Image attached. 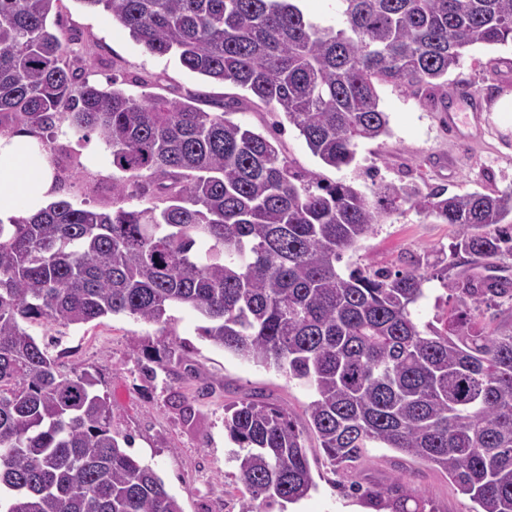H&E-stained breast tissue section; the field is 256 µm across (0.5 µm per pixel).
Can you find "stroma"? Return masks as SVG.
<instances>
[{
	"label": "stroma",
	"instance_id": "1",
	"mask_svg": "<svg viewBox=\"0 0 512 512\" xmlns=\"http://www.w3.org/2000/svg\"><path fill=\"white\" fill-rule=\"evenodd\" d=\"M58 29L73 50L71 69L81 79L107 86L118 79L133 95L157 93L188 101L207 112L234 102L231 118L271 137L293 164L323 179L353 184L372 195L377 183L417 184L422 190L442 186L452 194L512 189V112L494 109L498 95L512 93V43L469 48L445 84L424 92L405 83L380 82L376 88L388 115L387 136L358 145L354 162L336 169L314 157L298 130L283 113L231 83L214 82L183 69L176 56L152 54L113 25L106 12L92 11L80 0H63ZM468 85L479 93L480 127L468 138L449 134L442 114L456 105L454 92ZM49 147L60 198L79 207L112 208V164L96 134L84 135L68 122L42 132ZM452 227L406 207L382 219L347 252L341 269H403L418 258L449 253ZM452 300L439 280L426 285L414 308L423 327L443 328ZM179 358L171 370L143 372L139 351L159 344L158 325L118 315L81 326L30 325L62 371L83 367L99 379L117 415V425L132 439L130 453L150 465L164 480L183 512H241L243 485L233 455L237 446L224 428L225 406L248 394L287 408L305 422L313 399L306 385L277 369L247 362L200 336L204 319L181 306L169 311ZM306 447L315 491L273 512H378L366 489L409 478L430 499L435 512H471L472 502L447 474L390 448L367 449L356 470H334L313 432Z\"/></svg>",
	"mask_w": 512,
	"mask_h": 512
}]
</instances>
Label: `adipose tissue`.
I'll use <instances>...</instances> for the list:
<instances>
[{
    "mask_svg": "<svg viewBox=\"0 0 512 512\" xmlns=\"http://www.w3.org/2000/svg\"><path fill=\"white\" fill-rule=\"evenodd\" d=\"M57 192L48 152L32 135H0V222L30 216Z\"/></svg>",
    "mask_w": 512,
    "mask_h": 512,
    "instance_id": "obj_1",
    "label": "adipose tissue"
}]
</instances>
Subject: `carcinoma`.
I'll return each instance as SVG.
<instances>
[{"mask_svg": "<svg viewBox=\"0 0 512 512\" xmlns=\"http://www.w3.org/2000/svg\"><path fill=\"white\" fill-rule=\"evenodd\" d=\"M61 0H0V127L32 134L67 121L112 162V195L151 193L110 212L52 202L0 223V512H183L149 465L127 453L108 397L87 371L63 373L23 326L127 315L157 325L197 312L201 336L308 384L307 426L333 467L392 448L448 475L477 505L512 512V326L482 307L512 281L441 277L455 299L444 330L412 308L433 263L396 271L336 263L383 217L409 206L456 229L469 269L512 256V190L447 195L381 183L373 198L325 183L270 139L162 95L78 80L49 17ZM106 12L152 54L230 82L284 113L314 156L350 165L358 143L388 134L375 83L420 90L466 48L512 41V0H335L338 21L295 0H78ZM248 499L271 512L316 488L304 430L248 396L224 408ZM388 512H434L404 478L370 492Z\"/></svg>", "mask_w": 512, "mask_h": 512, "instance_id": "1", "label": "carcinoma"}]
</instances>
